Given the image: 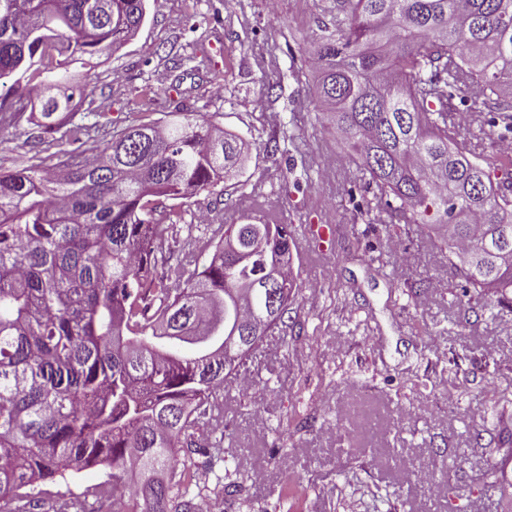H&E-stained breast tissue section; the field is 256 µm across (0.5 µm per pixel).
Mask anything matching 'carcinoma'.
I'll list each match as a JSON object with an SVG mask.
<instances>
[{"label": "carcinoma", "mask_w": 512, "mask_h": 512, "mask_svg": "<svg viewBox=\"0 0 512 512\" xmlns=\"http://www.w3.org/2000/svg\"><path fill=\"white\" fill-rule=\"evenodd\" d=\"M320 27L317 91L348 157L385 200L391 219L429 226L448 263L483 293L512 294V177L471 151L455 91L476 86L480 106L512 110V0H336ZM147 18V0H0V125L39 113L37 139L64 131L57 113L75 92L74 65L119 48ZM242 141L211 122H139L56 168L0 173V512H39L31 487L105 464L85 496L127 498L131 512H199L177 477L213 459L195 435L213 396L235 380L234 350L217 367L165 336H206L198 352L224 355L211 302L264 287V260L238 265L224 235L250 245L252 218L211 230L201 251L174 258L165 234L182 220L163 201L211 190L240 168ZM285 276L263 335L286 325L296 281L287 224L261 222ZM264 293L234 306L248 330Z\"/></svg>", "instance_id": "obj_1"}]
</instances>
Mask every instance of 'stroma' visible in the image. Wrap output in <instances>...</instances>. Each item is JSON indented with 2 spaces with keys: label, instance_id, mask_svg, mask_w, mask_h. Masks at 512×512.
I'll list each match as a JSON object with an SVG mask.
<instances>
[{
  "label": "stroma",
  "instance_id": "1",
  "mask_svg": "<svg viewBox=\"0 0 512 512\" xmlns=\"http://www.w3.org/2000/svg\"><path fill=\"white\" fill-rule=\"evenodd\" d=\"M321 0H148L147 20L94 61L84 100L62 123L113 132L185 109L239 135L245 165L183 203L197 246L251 215L327 224L329 262L293 254L288 326L265 336L216 399L202 476L223 512H512V302L466 290L437 231L390 223L316 89ZM28 124L0 130V173L19 160L55 167L69 144L38 145ZM494 488H485L488 464ZM438 478L434 488L418 476ZM241 491L225 501L219 479ZM104 466L42 484L81 498Z\"/></svg>",
  "mask_w": 512,
  "mask_h": 512
}]
</instances>
